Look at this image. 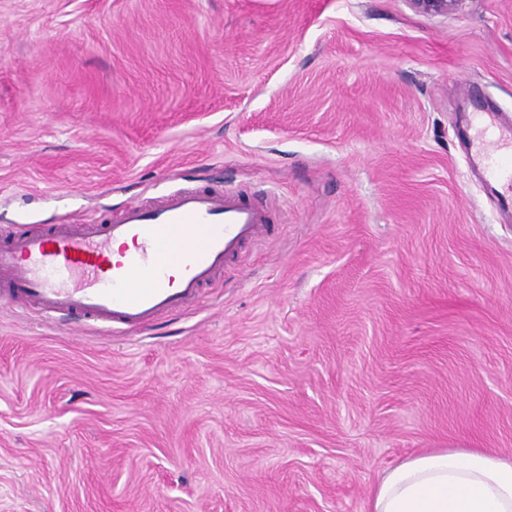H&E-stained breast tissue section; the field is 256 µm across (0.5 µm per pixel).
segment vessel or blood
Listing matches in <instances>:
<instances>
[{
  "instance_id": "b4317fda",
  "label": "vessel or blood",
  "mask_w": 512,
  "mask_h": 512,
  "mask_svg": "<svg viewBox=\"0 0 512 512\" xmlns=\"http://www.w3.org/2000/svg\"><path fill=\"white\" fill-rule=\"evenodd\" d=\"M461 132L491 136L494 150L472 155L489 185L512 182V123L496 112L469 113ZM266 231L260 209L223 190H176L130 203L114 220L15 234L0 246V297L28 299L52 320L75 314L136 330L196 301ZM117 242L133 245L119 260Z\"/></svg>"
}]
</instances>
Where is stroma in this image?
Returning a JSON list of instances; mask_svg holds the SVG:
<instances>
[{
	"instance_id": "obj_1",
	"label": "stroma",
	"mask_w": 512,
	"mask_h": 512,
	"mask_svg": "<svg viewBox=\"0 0 512 512\" xmlns=\"http://www.w3.org/2000/svg\"><path fill=\"white\" fill-rule=\"evenodd\" d=\"M512 0H0V244L180 188L269 232L133 333L0 299V512H365L438 448L512 457ZM461 132L466 138L474 129L482 136H492L495 149H472V158L478 164L490 186L512 182V124L498 112L469 113L462 118Z\"/></svg>"
}]
</instances>
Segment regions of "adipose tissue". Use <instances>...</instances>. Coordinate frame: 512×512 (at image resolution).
Here are the masks:
<instances>
[{
  "label": "adipose tissue",
  "instance_id": "adipose-tissue-1",
  "mask_svg": "<svg viewBox=\"0 0 512 512\" xmlns=\"http://www.w3.org/2000/svg\"><path fill=\"white\" fill-rule=\"evenodd\" d=\"M367 512H512V458L441 449L385 470Z\"/></svg>",
  "mask_w": 512,
  "mask_h": 512
}]
</instances>
